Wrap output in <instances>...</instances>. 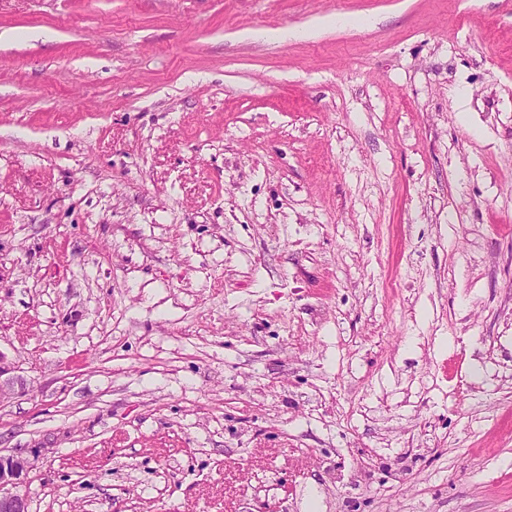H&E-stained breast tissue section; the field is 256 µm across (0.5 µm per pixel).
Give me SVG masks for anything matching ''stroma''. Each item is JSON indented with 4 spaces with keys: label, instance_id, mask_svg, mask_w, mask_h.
Here are the masks:
<instances>
[{
    "label": "stroma",
    "instance_id": "35a3bbf8",
    "mask_svg": "<svg viewBox=\"0 0 512 512\" xmlns=\"http://www.w3.org/2000/svg\"><path fill=\"white\" fill-rule=\"evenodd\" d=\"M0 389L30 512H512V0H0Z\"/></svg>",
    "mask_w": 512,
    "mask_h": 512
}]
</instances>
